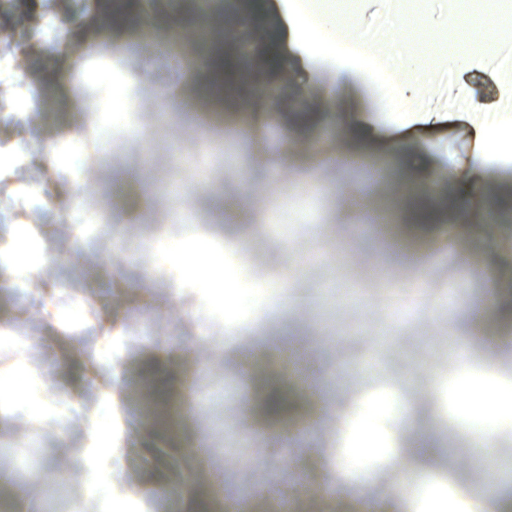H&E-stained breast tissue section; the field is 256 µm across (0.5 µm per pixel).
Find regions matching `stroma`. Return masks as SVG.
<instances>
[{"label": "stroma", "mask_w": 512, "mask_h": 512, "mask_svg": "<svg viewBox=\"0 0 512 512\" xmlns=\"http://www.w3.org/2000/svg\"><path fill=\"white\" fill-rule=\"evenodd\" d=\"M293 6L249 23L236 0H151L119 17L113 0H0V38L17 47L0 55V91H42L24 121L0 119L14 159L0 179V272L14 281L0 288V377L27 379L24 398L0 401L9 512H429L437 499L468 512L466 496L493 485L512 498V423L487 458L462 401L476 383L512 394V315L468 314L492 294L512 303V155L488 159L474 187L445 177L474 167L476 128L512 127V59L489 67L460 29L483 15L512 28V11L411 0L399 17L384 0H331L360 34L444 28L455 39L432 57L466 51L462 72H415L438 86L425 106L378 112L387 71L337 87L332 61L283 42ZM201 25L243 55L221 112L184 78L206 45H166L170 28ZM353 151L364 167L338 166ZM474 188L485 205L468 213ZM16 224L39 277L15 264ZM196 250L252 307L225 309L185 271L178 253ZM277 281L305 305L271 303ZM286 343L299 359L285 372ZM273 394L283 418L260 407ZM365 429L376 447L359 454ZM420 439L435 453L408 506L385 490Z\"/></svg>", "instance_id": "obj_1"}]
</instances>
